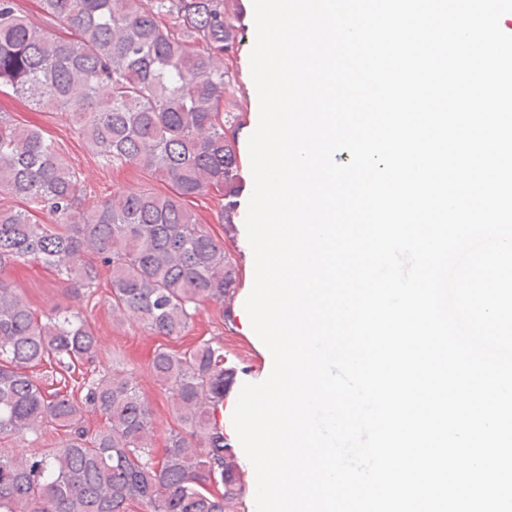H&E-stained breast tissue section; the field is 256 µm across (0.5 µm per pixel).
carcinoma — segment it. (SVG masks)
<instances>
[{
  "mask_svg": "<svg viewBox=\"0 0 512 512\" xmlns=\"http://www.w3.org/2000/svg\"><path fill=\"white\" fill-rule=\"evenodd\" d=\"M68 26L58 35L32 24L18 0H0V88L36 109L67 112L80 135L116 168L136 166L169 181L170 195L136 189L96 210L81 209L79 175L56 145L0 113V190L27 208H0V265L39 261L65 275L74 293L111 269L112 318L180 339L198 306L224 304L236 263L185 206L224 192L222 223L234 224L237 110L227 59L245 40L239 0H39ZM54 218L50 227L33 220ZM99 341L87 320L60 312L40 320L0 279V438H67L38 454L0 451V512H231L243 471L217 413L237 367L213 338L172 351L159 347L150 375L173 402L180 431L159 460L149 439L152 410L119 365L77 379ZM49 366L38 378L29 369ZM71 373L63 386L45 381ZM102 422L92 433L83 411Z\"/></svg>",
  "mask_w": 512,
  "mask_h": 512,
  "instance_id": "carcinoma-1",
  "label": "carcinoma"
}]
</instances>
